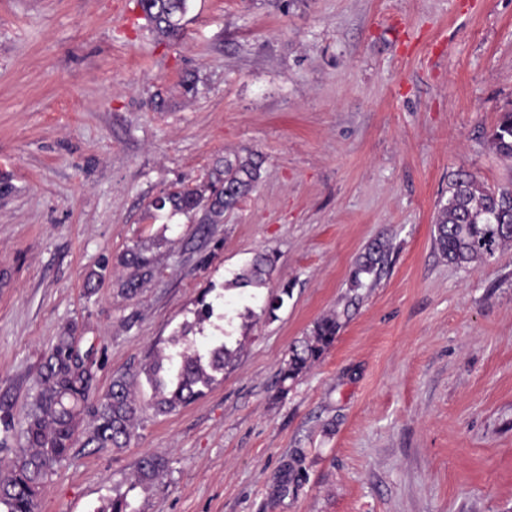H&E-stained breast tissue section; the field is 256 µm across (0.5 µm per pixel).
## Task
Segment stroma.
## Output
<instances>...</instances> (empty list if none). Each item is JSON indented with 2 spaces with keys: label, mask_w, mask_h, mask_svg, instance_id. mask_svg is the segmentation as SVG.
I'll return each mask as SVG.
<instances>
[{
  "label": "stroma",
  "mask_w": 512,
  "mask_h": 512,
  "mask_svg": "<svg viewBox=\"0 0 512 512\" xmlns=\"http://www.w3.org/2000/svg\"><path fill=\"white\" fill-rule=\"evenodd\" d=\"M511 109L512 0H192L177 41L136 0H0V398L16 425L66 326L99 394L208 292L256 311L227 325L243 346L205 395L159 414L143 387L131 446L73 448L41 512L124 492L137 512H512V245L461 268L433 244L457 173L512 181L489 142ZM234 155L262 158L261 177L221 223L152 208ZM377 239L387 261L349 302ZM138 244L156 274L128 299L117 260ZM261 250L277 271L252 299L231 282ZM343 309L281 391L289 347ZM148 454L167 469L146 490ZM167 461L160 456H145L137 463L136 485L148 489L153 486L159 475L166 469Z\"/></svg>",
  "instance_id": "obj_1"
}]
</instances>
